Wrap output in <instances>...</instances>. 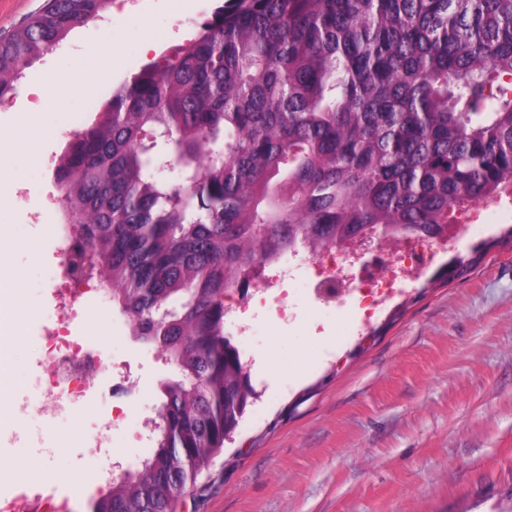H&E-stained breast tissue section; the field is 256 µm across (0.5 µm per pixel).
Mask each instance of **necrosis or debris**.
Instances as JSON below:
<instances>
[{"label": "necrosis or debris", "mask_w": 512, "mask_h": 512, "mask_svg": "<svg viewBox=\"0 0 512 512\" xmlns=\"http://www.w3.org/2000/svg\"><path fill=\"white\" fill-rule=\"evenodd\" d=\"M505 202V197L497 195L468 203L461 219L450 222L447 233L402 239L389 251L361 245L336 247L318 255L304 249L288 252L255 271L244 287L228 290L224 299L228 333L244 340L252 334L258 317L268 314L281 322L292 321L294 312L286 299L297 289L313 293L327 309L350 306L360 318H372L397 290L420 278L437 257L451 252L461 229L481 230ZM53 234L60 244L58 259L51 266L58 315L46 327L39 357L41 374L22 407L59 414L86 398L89 380L110 374L112 368L84 337L73 332L88 300L99 298L100 292L89 285L77 287L69 271L68 256L79 248V241L63 234L58 224Z\"/></svg>", "instance_id": "4bbe7bcc"}]
</instances>
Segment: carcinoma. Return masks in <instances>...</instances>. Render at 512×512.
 <instances>
[{"instance_id":"carcinoma-1","label":"carcinoma","mask_w":512,"mask_h":512,"mask_svg":"<svg viewBox=\"0 0 512 512\" xmlns=\"http://www.w3.org/2000/svg\"><path fill=\"white\" fill-rule=\"evenodd\" d=\"M111 8L44 0L0 35V100ZM53 176L87 244L73 276L180 364L151 452L91 512H175L254 396L226 289L298 247L433 234L512 186V0H224L112 89Z\"/></svg>"}]
</instances>
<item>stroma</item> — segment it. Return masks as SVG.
<instances>
[{
	"label": "stroma",
	"mask_w": 512,
	"mask_h": 512,
	"mask_svg": "<svg viewBox=\"0 0 512 512\" xmlns=\"http://www.w3.org/2000/svg\"><path fill=\"white\" fill-rule=\"evenodd\" d=\"M223 2L142 0L140 14L78 27L0 103L8 136L32 88L55 79L72 88L42 111L40 154L0 153L10 270L0 278V344L13 360L0 380V502L35 487L90 512L100 493L90 434L110 418L109 378L53 421L18 408L55 315L46 257L61 214L41 205L57 188L54 160L105 91L146 64L144 41L160 51L190 38ZM108 38L121 46L109 64L97 52ZM455 254L467 271L446 274L451 258L437 259L368 324L295 295L294 321L264 325L248 354L256 400L177 512H512V217L464 237ZM77 332L128 380L113 453L136 463L147 454L142 419L177 372L134 339L111 302L90 301Z\"/></svg>",
	"instance_id": "1"
}]
</instances>
